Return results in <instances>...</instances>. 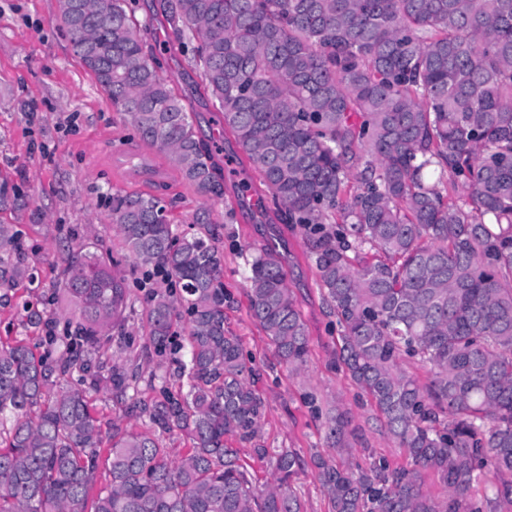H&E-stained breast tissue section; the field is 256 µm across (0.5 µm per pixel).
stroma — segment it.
<instances>
[{
	"instance_id": "35a3bbf8",
	"label": "stroma",
	"mask_w": 512,
	"mask_h": 512,
	"mask_svg": "<svg viewBox=\"0 0 512 512\" xmlns=\"http://www.w3.org/2000/svg\"><path fill=\"white\" fill-rule=\"evenodd\" d=\"M159 60L180 94L186 95L199 136L221 140L222 126L198 71L185 56L160 54ZM128 117L113 108L96 77L72 49L62 24L59 0H0V224L11 225L17 259L34 274L30 289L0 299V337H28L39 351L41 329L28 327L24 308L52 316L56 335L66 318L52 299L55 281L69 249L98 251L124 276L134 309L124 328L109 330L111 368L130 371L178 369L173 351L156 353L148 340L146 312L156 284L146 283L145 267L125 250L108 201L115 193L140 191L134 180H118L104 159L120 147L138 145ZM162 177L150 194L164 200L180 233L197 232L195 213L210 206L206 230L224 256L225 326L241 340L248 367L265 401L257 443L291 448L307 464L295 482L304 512H333V503L309 466L319 453L336 464L369 467L378 458L407 466L411 460L388 435L370 395L357 387L337 360L341 340L299 229L268 223L255 194L226 211L223 202L206 203L160 154L149 157ZM275 245L306 326L308 360L288 371L274 344L254 321L246 276L249 263L265 245ZM349 419L348 447H331L325 426L328 410Z\"/></svg>"
}]
</instances>
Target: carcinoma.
<instances>
[{"label": "carcinoma", "mask_w": 512, "mask_h": 512, "mask_svg": "<svg viewBox=\"0 0 512 512\" xmlns=\"http://www.w3.org/2000/svg\"><path fill=\"white\" fill-rule=\"evenodd\" d=\"M181 51L258 173L264 210L295 224L342 336L339 360L368 392L412 465L367 469L312 458L334 512H501L512 506V0H160ZM72 48L140 141L182 181L225 199L224 176L185 96L146 49L153 23L130 0H60ZM112 223L139 264L181 287L155 293L149 340L177 342L188 364L149 375L159 396L113 369L112 396L151 430L102 427L90 392L106 364L101 333L124 324V279L89 249L70 252L57 292L69 341L50 359L24 337L0 341V512H303L293 449L252 448L270 465L261 488L241 462L264 400L238 337L225 328L224 261L207 232L178 235L153 195H112ZM0 288L34 280L7 256ZM252 316L288 368L307 362L306 327L278 251L247 276ZM187 318V334L176 326ZM405 361L429 371L423 387ZM86 383L62 386L73 371ZM344 415L328 414L339 443ZM190 446L170 458L158 435ZM105 485L93 492L101 455ZM491 493L469 497L482 468ZM432 474L448 496L423 489Z\"/></svg>", "instance_id": "cac0c4a2"}]
</instances>
